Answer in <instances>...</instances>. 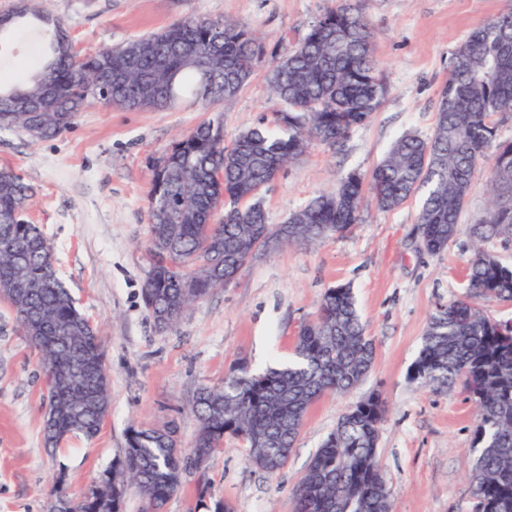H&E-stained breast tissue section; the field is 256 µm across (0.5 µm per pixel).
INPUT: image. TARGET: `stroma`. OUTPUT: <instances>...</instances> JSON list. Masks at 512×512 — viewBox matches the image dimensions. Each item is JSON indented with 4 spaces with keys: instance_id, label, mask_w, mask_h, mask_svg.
<instances>
[{
    "instance_id": "1",
    "label": "stroma",
    "mask_w": 512,
    "mask_h": 512,
    "mask_svg": "<svg viewBox=\"0 0 512 512\" xmlns=\"http://www.w3.org/2000/svg\"><path fill=\"white\" fill-rule=\"evenodd\" d=\"M335 0H44L74 50L160 31L187 17L230 18L266 44L301 40ZM507 0H359L374 37L387 93L373 117L337 149L315 143L285 166L263 196L268 221L290 214L351 172L369 173L405 134L430 136L435 100L454 47ZM50 34L23 27L0 45V73L22 81L41 64ZM259 67L219 109L233 139L275 107ZM210 114L191 99L167 111H128L93 100L57 137L37 140L0 129V166L31 187L29 219L42 225L58 275L101 331L111 408L93 439L72 436L44 448L46 385L35 349L12 310L0 302V512H54L59 493L87 492L118 458L130 425L176 423L183 445L197 427L192 398L220 386L238 360L263 370L287 364L299 329L325 290L350 285L376 359L364 382L328 395L309 410L287 466L274 475L252 466L231 437L191 470L164 512H296L293 491L339 417L371 393L387 407L379 460L395 512H474L469 481L475 408L462 384L438 389L411 376L429 316L467 293L469 224L487 206L486 166H479L461 215L462 232L445 252L420 246L418 200L392 211L366 199L361 220L312 246H281L252 259L234 283L191 305L171 328L157 329L142 301L151 269L146 250L150 164Z\"/></svg>"
}]
</instances>
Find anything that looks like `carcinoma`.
I'll return each mask as SVG.
<instances>
[{
    "label": "carcinoma",
    "mask_w": 512,
    "mask_h": 512,
    "mask_svg": "<svg viewBox=\"0 0 512 512\" xmlns=\"http://www.w3.org/2000/svg\"><path fill=\"white\" fill-rule=\"evenodd\" d=\"M29 24L51 30L49 50L27 82L0 78V129L17 126V113L34 112L44 139L68 129L90 98L129 111L167 110L185 97L213 106L236 96L269 63L275 118L228 146L223 121H205L152 165L151 270L142 296L159 329L173 327L193 303L224 287V276L278 234L281 225L268 223L263 207L277 173L314 142L342 144L387 92L370 24L350 0L326 10L302 41L288 46L281 39L271 49L237 21L186 18L80 58L61 25L29 0L0 15V37ZM436 112L430 137H400L369 174H348L291 214L284 244L346 232L359 221L368 193L382 210L419 195L421 246L438 255L457 235L480 159L491 156L488 207L469 228L468 295L429 317L413 368L429 386L463 381L477 416L469 476L475 512H512V344L474 301H512V264L486 249L512 242V141L498 138L500 122L512 118V3L455 46ZM31 193L13 168L0 167V292L38 351L47 388L43 439L54 448L71 434L99 433L110 409L109 378L99 330L61 282L41 227L25 219ZM375 359L353 291L328 288L316 316L301 326L288 365L255 371L240 360L224 385L197 391L198 429L189 448L172 439L174 425L130 427L126 448L102 474L85 512H103L128 485L139 491L143 512H162L184 476L226 436L244 437L248 461L278 473L313 404L361 384ZM384 414L382 398L370 396L339 418L295 490L297 512H394L377 458Z\"/></svg>",
    "instance_id": "cac0c4a2"
}]
</instances>
